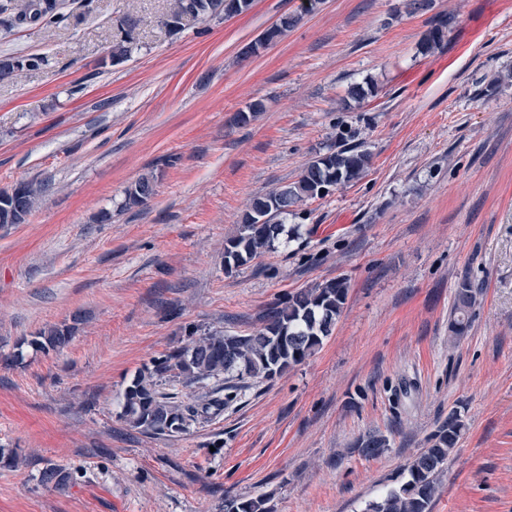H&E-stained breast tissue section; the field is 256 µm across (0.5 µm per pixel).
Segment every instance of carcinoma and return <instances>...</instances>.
I'll return each instance as SVG.
<instances>
[{"mask_svg":"<svg viewBox=\"0 0 512 512\" xmlns=\"http://www.w3.org/2000/svg\"><path fill=\"white\" fill-rule=\"evenodd\" d=\"M253 2L173 0L163 24L168 31L176 33L182 29L185 19H227L248 11ZM309 2V8L282 16L262 38L246 47L243 56L257 53L267 42L294 27L303 15L316 8L317 0ZM4 13L17 20L40 21L45 26L66 20L56 12L53 0H6L0 4V14ZM140 22L139 17L126 15L121 37L112 42V64H121L130 57L133 33ZM442 39V27L432 26L420 42V51H431ZM45 62L46 57L36 54L21 59H0V79L39 70ZM263 111L264 102L256 100L238 111L235 121L245 125ZM370 161V152L358 147L328 152L310 160L296 182L253 198L235 231L224 240V270L229 273L261 256L282 233V219L292 208L322 198L337 186L358 179ZM156 184L154 174L140 178L125 190L123 206L127 209L147 206L156 194ZM44 190L40 183H19L9 190H0V224L23 223ZM347 293L346 282L342 280L290 293L271 309L266 324L249 334L226 335L218 330L200 333L194 327L189 328L183 345L150 360L129 379L119 402L121 419L140 433L158 438L185 434L193 422L220 416L224 404L236 399L234 392L239 386L220 385L203 397L196 396V390L210 380L222 381L226 376L240 381L273 380L304 362L330 335L343 313ZM476 295L469 281L459 284L449 322L453 337L459 338L468 330ZM72 332L73 328L67 324L54 325L37 331L23 343L36 351L60 350L69 345ZM464 429L460 411L452 409L428 438V446L404 467L403 480L382 499L369 504L366 512H429L437 492V476ZM356 448L360 456L374 459L388 449V440L372 433L362 437ZM74 479L75 473L53 463L40 472V482L56 488H64ZM264 503L262 497H230L224 499V512H268Z\"/></svg>","mask_w":512,"mask_h":512,"instance_id":"cac0c4a2","label":"carcinoma"}]
</instances>
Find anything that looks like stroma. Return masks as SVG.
<instances>
[{"label":"stroma","instance_id":"obj_1","mask_svg":"<svg viewBox=\"0 0 512 512\" xmlns=\"http://www.w3.org/2000/svg\"><path fill=\"white\" fill-rule=\"evenodd\" d=\"M57 2L66 19L48 28L0 16V56L50 59L0 80V190L49 186L24 223L0 226V448L20 455L0 469V512H222L228 493L271 512H364L454 407L466 428L432 512H512V0L415 13L320 0L247 59L300 0L174 34L170 0ZM130 13L135 48L115 65ZM437 20L444 39L420 53ZM368 79L375 96L344 106ZM258 99L265 112L235 123ZM356 144L372 155L359 179L296 207L272 251L225 272L251 197ZM150 172L149 205L122 209ZM336 278L348 296L321 348L219 419L155 438L118 418L129 378L186 328L247 334L284 295ZM464 278L479 295L452 343ZM76 314L62 351L20 348ZM374 431L390 448L363 458L353 446ZM49 462L75 481L42 485ZM309 1L311 3L310 7L304 10L299 9V13L296 12L294 14H287L282 16L278 21L279 23L275 26L267 29L265 33L263 34L262 38H260L258 41L252 43L246 49L243 51L244 58H247L251 54H255L258 52V50L266 45L267 42H269L272 39H277L282 34L288 31V29L294 27L302 18L303 14H307L312 12L316 8V4L318 3L317 0H305ZM141 19L133 14H127L122 24L121 37L112 42L110 59L112 64H121L131 55L133 33L139 27Z\"/></svg>","mask_w":512,"mask_h":512}]
</instances>
